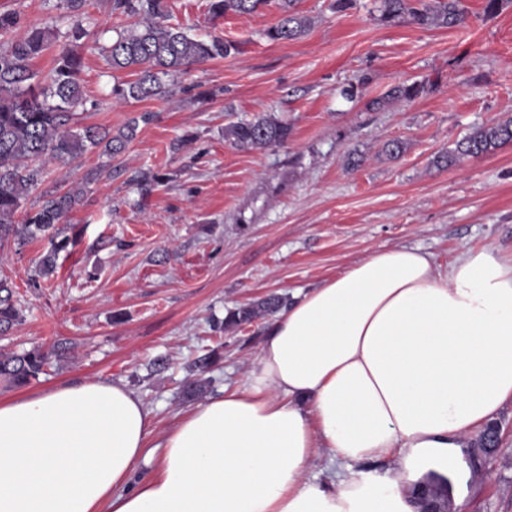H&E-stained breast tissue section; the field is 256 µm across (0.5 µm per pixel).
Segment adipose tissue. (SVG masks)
Listing matches in <instances>:
<instances>
[{"label": "adipose tissue", "instance_id": "ef3b65f1", "mask_svg": "<svg viewBox=\"0 0 512 512\" xmlns=\"http://www.w3.org/2000/svg\"><path fill=\"white\" fill-rule=\"evenodd\" d=\"M509 403L512 253L394 246L278 311L244 378L159 442L120 380L0 402V512H418L408 487Z\"/></svg>", "mask_w": 512, "mask_h": 512}]
</instances>
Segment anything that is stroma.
<instances>
[{
	"instance_id": "stroma-1",
	"label": "stroma",
	"mask_w": 512,
	"mask_h": 512,
	"mask_svg": "<svg viewBox=\"0 0 512 512\" xmlns=\"http://www.w3.org/2000/svg\"><path fill=\"white\" fill-rule=\"evenodd\" d=\"M58 0H0L19 23H68ZM298 0L312 18L293 41L265 31L280 16L276 0L254 14L212 18L208 0H165L169 23L238 50L195 66L167 99L116 102L112 72L99 52L133 17L112 0H89L91 37L81 42L84 125L114 130L138 120L136 136L116 158L86 151L71 164L50 161L29 207L45 190H67L97 171L69 214L74 245L51 275L36 265L44 241L0 242V278L12 285L24 319L0 336V352L60 346L33 388L88 379L124 381L162 436L177 415L248 371L270 325L259 319L212 331L229 310L272 294L296 297L373 252L406 245L439 266L466 250L512 251V143L457 166L437 159L474 128L512 118V0L493 16L485 0H462L468 17L454 28L382 21L380 0ZM397 84L426 91L381 111L368 100ZM152 113L141 122L143 113ZM260 114L290 127L282 147L241 151L224 128ZM404 145L387 154L389 141ZM360 158L351 166L350 158ZM161 174L142 186L143 176ZM218 360L206 388L189 398L193 362ZM500 444L486 474H452L454 512H512V405L495 419Z\"/></svg>"
}]
</instances>
